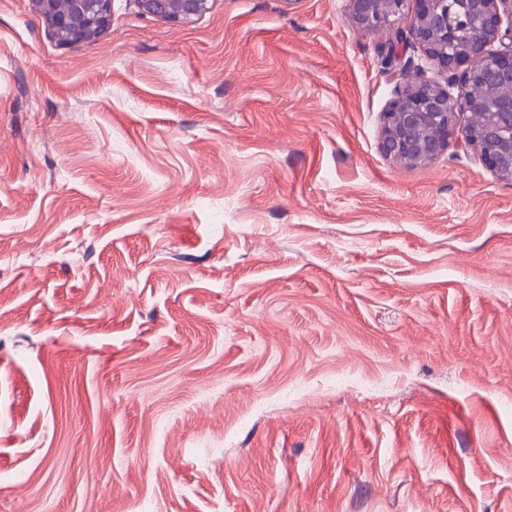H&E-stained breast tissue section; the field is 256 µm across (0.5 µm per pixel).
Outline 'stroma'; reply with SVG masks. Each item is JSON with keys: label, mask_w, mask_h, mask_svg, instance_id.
Here are the masks:
<instances>
[{"label": "stroma", "mask_w": 512, "mask_h": 512, "mask_svg": "<svg viewBox=\"0 0 512 512\" xmlns=\"http://www.w3.org/2000/svg\"><path fill=\"white\" fill-rule=\"evenodd\" d=\"M349 0H0V512H512V181L394 164ZM56 0H34L39 13L51 24L55 36L63 44L88 40L110 20L111 0H72V13L56 10ZM81 15V20L78 16ZM211 0H137L142 14L186 23L210 9Z\"/></svg>", "instance_id": "obj_1"}]
</instances>
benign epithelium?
<instances>
[{"label":"benign epithelium","mask_w":512,"mask_h":512,"mask_svg":"<svg viewBox=\"0 0 512 512\" xmlns=\"http://www.w3.org/2000/svg\"><path fill=\"white\" fill-rule=\"evenodd\" d=\"M63 44L85 41L107 26L111 0H72L71 12L55 0H34ZM408 28H398L388 64L398 47L413 44L425 64L403 69L404 87L394 89L382 113L380 150L391 161L423 166L460 135L502 179L512 180V0H415ZM405 0H350L351 16L364 30L389 26L402 16ZM142 14L186 23L210 9L211 0H137ZM481 82L483 96H453L428 76L432 67L452 84ZM468 122L459 126V117Z\"/></svg>","instance_id":"benign-epithelium-1"}]
</instances>
